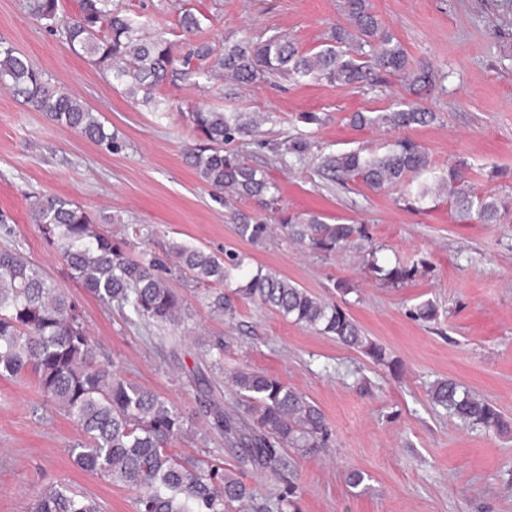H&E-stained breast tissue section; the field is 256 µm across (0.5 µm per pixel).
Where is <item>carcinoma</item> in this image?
<instances>
[{
  "label": "carcinoma",
  "mask_w": 512,
  "mask_h": 512,
  "mask_svg": "<svg viewBox=\"0 0 512 512\" xmlns=\"http://www.w3.org/2000/svg\"><path fill=\"white\" fill-rule=\"evenodd\" d=\"M28 14L58 34L72 51L141 103L158 106L156 90L191 73L193 60L206 63L209 79L227 77L236 86H253L274 79L312 78L338 86L368 84L380 74L411 75V60L392 34L382 28L369 0H344L347 24L336 26L330 44L309 54L300 52L288 37L274 34L253 44L241 40L218 49L196 44L178 52L162 31L151 32L123 13L117 0H79L74 18L59 15V0H26ZM369 51H364V48ZM0 84L22 97L37 112L59 126L104 147L110 153L123 142L106 131L99 115L83 101L52 85L30 60L11 47L0 46ZM195 144L186 161L200 180L219 194L261 199L277 204L274 186L239 154L226 149L235 140L258 132L254 114L195 107L185 113ZM434 113L414 103L387 112H358L353 123L408 129L423 126ZM322 167L341 184L362 183L372 189L399 188L407 204L418 208L429 200L446 198L457 220L497 224L512 215L496 194H481L460 162L438 173L425 149L404 138L384 154L352 150L330 154ZM237 236L251 244L266 240L270 226L241 211L231 213ZM33 222L62 256L71 277L105 305L130 309L146 326L164 327L181 319L183 302L169 283L177 270L200 285L227 287L215 292V312L231 315L235 301L248 299L275 310L295 324L336 338L360 350L378 364L386 361L380 345L363 335L353 318L275 271H251L235 250L220 258L201 248L176 245V264L148 252H133L124 239L100 232L90 213L56 195L39 198ZM288 235L326 254L366 250L363 224H327L317 215H282ZM372 272L400 285L418 272L417 265L382 266L376 251L368 253ZM237 287H231L232 282ZM29 370L40 390L63 407L80 427L85 440L70 454L82 468L140 491L137 512H224V506L250 497L242 477L207 460L182 461L172 443L188 431L182 412L157 393L133 384L96 361L94 344L78 302L64 295L19 250H0V377ZM238 396L234 409L211 404L202 391L201 409L210 427L223 432L229 443L249 450L250 462L278 470L289 448L312 454L325 447L329 427L321 409L302 392L262 372L240 370L232 376ZM431 401L458 417L488 428L505 426L489 403L459 391L451 379L430 387ZM28 512H103L101 503L59 484L43 490Z\"/></svg>",
  "instance_id": "obj_1"
}]
</instances>
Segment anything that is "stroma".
Returning <instances> with one entry per match:
<instances>
[{
    "label": "stroma",
    "mask_w": 512,
    "mask_h": 512,
    "mask_svg": "<svg viewBox=\"0 0 512 512\" xmlns=\"http://www.w3.org/2000/svg\"><path fill=\"white\" fill-rule=\"evenodd\" d=\"M386 30L401 43L414 78L385 76L365 87L322 80H271L255 88L211 87L202 72L157 92L172 104L161 114L112 86L54 32L33 21L25 0H0V44L27 56L49 81L99 113L123 141L111 153L34 111L0 88V248L19 249L52 282L76 298L97 346V359L125 379L174 403L193 433L173 444L186 458L212 459L239 470L251 492L228 512H270L288 485L299 512H512V430L496 432L433 405L429 390L454 380L512 422V223L457 221L447 200L418 212L399 189L342 185L324 174L321 159L360 147L385 152L409 137L446 171L466 161L477 191L512 202V0H370ZM124 12L182 41L181 9L201 20L196 43L266 40L286 35L300 51L316 52L334 26L345 24L343 0H121ZM427 75V83L416 75ZM405 100L435 112L406 131L358 128L357 112H383ZM214 107L261 112L258 136L235 150L279 190V209L257 199L233 208L273 230L259 246L239 239L223 198L212 194L186 163L194 133L183 113ZM317 122H306V113ZM310 143L308 154L273 155L269 147ZM59 195L82 205L102 232L136 249L166 254L172 244L221 253L230 246L250 267L279 272L322 299L345 307L362 331L385 348L398 369L239 300L233 316L213 313L209 288L172 276L189 317L178 325L145 327L129 310L107 307L70 276L30 210L37 197ZM320 216L329 224L365 225L380 264L426 260L400 286L387 285L360 254H324L289 238L280 213ZM433 303L422 322L411 310ZM223 339L224 351L213 350ZM248 367L277 377L314 401L331 431L326 448L286 452L273 472L246 463L244 449L212 430L190 379L201 369L212 398L235 404L230 373ZM76 423L38 388L30 374L0 378V512H25L40 492L68 484L95 497L107 512H136L135 490L74 464L82 441ZM364 474L352 487L348 471Z\"/></svg>",
    "instance_id": "obj_1"
}]
</instances>
